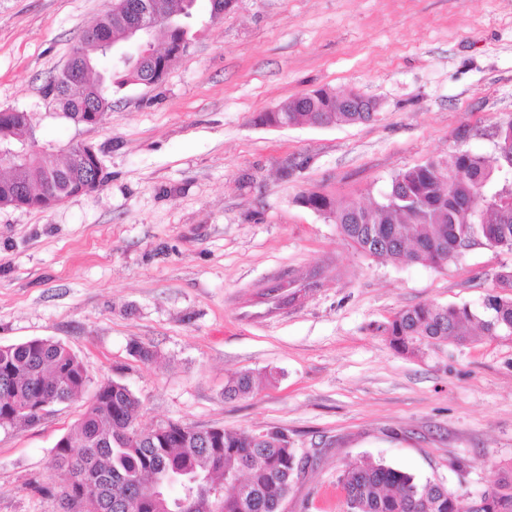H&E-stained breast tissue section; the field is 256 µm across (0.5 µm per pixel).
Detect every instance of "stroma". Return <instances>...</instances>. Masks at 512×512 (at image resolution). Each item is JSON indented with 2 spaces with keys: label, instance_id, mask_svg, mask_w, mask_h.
Returning <instances> with one entry per match:
<instances>
[{
  "label": "stroma",
  "instance_id": "obj_1",
  "mask_svg": "<svg viewBox=\"0 0 512 512\" xmlns=\"http://www.w3.org/2000/svg\"><path fill=\"white\" fill-rule=\"evenodd\" d=\"M106 6L0 0V110L30 112L35 149L60 158L89 142L104 164L96 190L51 210L0 209V345L61 342L89 375L79 397L0 428V512H65L53 448L108 381L136 394L145 430L287 433L309 463L284 512H342L338 475L363 459L444 484L467 508L512 470V338L406 356L373 327L417 304L479 306L512 254L377 259L301 198L368 205L409 167L494 160V128L512 118V0H236L217 19L198 0L163 81L76 123L43 90ZM319 87L375 100L376 121L256 124ZM288 282L299 300L275 303L269 288ZM245 371L252 393L225 398Z\"/></svg>",
  "mask_w": 512,
  "mask_h": 512
}]
</instances>
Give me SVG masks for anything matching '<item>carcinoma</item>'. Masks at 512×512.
I'll list each match as a JSON object with an SVG mask.
<instances>
[{
  "mask_svg": "<svg viewBox=\"0 0 512 512\" xmlns=\"http://www.w3.org/2000/svg\"><path fill=\"white\" fill-rule=\"evenodd\" d=\"M168 20L159 22L158 37L169 51H186L189 27L184 13L197 0H165ZM104 36L123 44L125 21L105 11L97 21ZM104 77L94 73L97 62L80 71L74 81L49 82L44 96L74 120L76 113L105 114L112 108V91L150 77L159 83L165 71L148 65L139 71L115 68L106 59ZM326 116L337 125L364 124L375 120L370 112L351 111L340 94L319 88L287 102L275 112H262L255 122L262 126L311 125ZM31 126L18 110L0 111V142L26 144ZM447 169V181H436L432 169ZM24 188L28 206L38 210L41 182L31 169L21 165L0 177V202H12L11 190ZM302 203L332 215L339 233L353 248L379 259L406 264L442 266L459 258L471 241L512 253V154L497 151L495 164L481 154L450 155L397 173L377 204L350 202L337 207L317 192L302 196ZM499 291L487 295L480 307L468 304L442 306L420 304L396 312L374 330L387 337L402 354L421 353L450 339L466 340L474 329L490 339L512 336V280L501 281ZM89 378L83 363L64 345L46 338L0 345V427L13 425V414L36 419L44 400L69 401L80 395ZM252 389V376L245 372L231 378L224 396L244 397ZM140 405L124 384L112 381L100 386L84 414L65 440L66 448L54 449L56 469L68 472L64 457L84 472L91 490L107 499L110 512H183L181 500L194 491L196 512H280L304 470L303 457L291 446L288 434L270 430H211L168 422L149 430L134 425ZM175 473L199 478L195 484L170 481ZM238 474V486L224 487L225 476ZM137 480L154 481L157 497L142 505L130 495ZM344 491V512H460L458 500L447 488L385 463L356 462L338 475ZM224 488L219 502L202 488ZM478 512H512V474L483 492Z\"/></svg>",
  "mask_w": 512,
  "mask_h": 512,
  "instance_id": "carcinoma-1",
  "label": "carcinoma"
}]
</instances>
